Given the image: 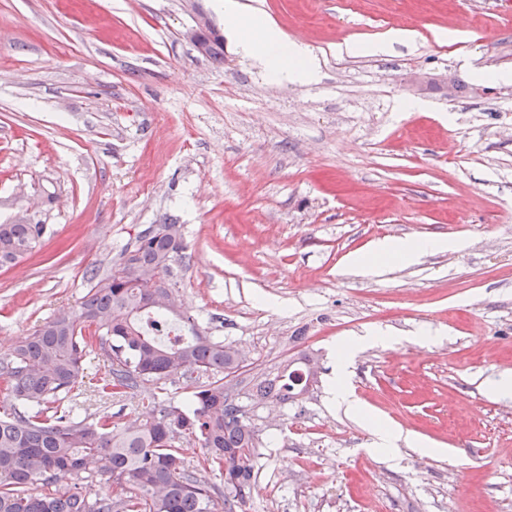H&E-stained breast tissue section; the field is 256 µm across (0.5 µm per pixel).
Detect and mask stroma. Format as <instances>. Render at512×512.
Instances as JSON below:
<instances>
[{
    "instance_id": "stroma-1",
    "label": "stroma",
    "mask_w": 512,
    "mask_h": 512,
    "mask_svg": "<svg viewBox=\"0 0 512 512\" xmlns=\"http://www.w3.org/2000/svg\"><path fill=\"white\" fill-rule=\"evenodd\" d=\"M238 3L307 45L316 78L242 57L216 0H0V224L46 227L0 268V359L138 231L178 224L185 308L250 353L247 512H512V396L487 390L512 373V0ZM200 14L222 60L186 36ZM396 30L410 44L373 52ZM385 239L454 247L350 267ZM362 336L353 416L329 387L339 340ZM304 356L318 373L299 401L250 399ZM108 365L88 354L72 403L121 428L139 400L96 395ZM380 422L397 450L374 447Z\"/></svg>"
}]
</instances>
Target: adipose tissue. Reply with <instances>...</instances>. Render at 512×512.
<instances>
[{
	"label": "adipose tissue",
	"mask_w": 512,
	"mask_h": 512,
	"mask_svg": "<svg viewBox=\"0 0 512 512\" xmlns=\"http://www.w3.org/2000/svg\"><path fill=\"white\" fill-rule=\"evenodd\" d=\"M242 35L237 40V48L244 57L255 60L281 81H298L313 76L318 68L317 60L304 45L288 41L276 28L249 20L242 22ZM442 240H382L363 254L352 259L354 266L363 271H372L388 261L399 258L411 262L431 249L445 248ZM361 348L357 339H343L338 343V376L335 399L344 406L346 412L361 413L352 389L347 383L349 368Z\"/></svg>",
	"instance_id": "1"
}]
</instances>
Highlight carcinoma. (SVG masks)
I'll use <instances>...</instances> for the list:
<instances>
[{
    "label": "carcinoma",
    "instance_id": "carcinoma-1",
    "mask_svg": "<svg viewBox=\"0 0 512 512\" xmlns=\"http://www.w3.org/2000/svg\"><path fill=\"white\" fill-rule=\"evenodd\" d=\"M206 54L222 53V39L203 33ZM43 224H0V266L33 251ZM183 250L178 224L150 226L121 251L104 273L87 278L76 310L60 309L6 359L0 377L19 406L0 417V512H217L216 488L179 456L194 439L206 449L203 470L224 478V512L247 504L254 476L257 434L242 422L224 376L244 368L237 350L202 333L182 309L177 283L161 285L155 273L172 275ZM178 325L172 342L158 338L157 321ZM98 347L111 365L98 380L101 399L141 395V420L118 428L107 416L90 421L49 414L83 380L85 357ZM192 389L188 403L157 400L149 386L170 376ZM303 377L264 376L253 394L285 401ZM93 469L126 490L116 499L94 500L62 482ZM55 489L31 492L35 483Z\"/></svg>",
    "mask_w": 512,
    "mask_h": 512
}]
</instances>
